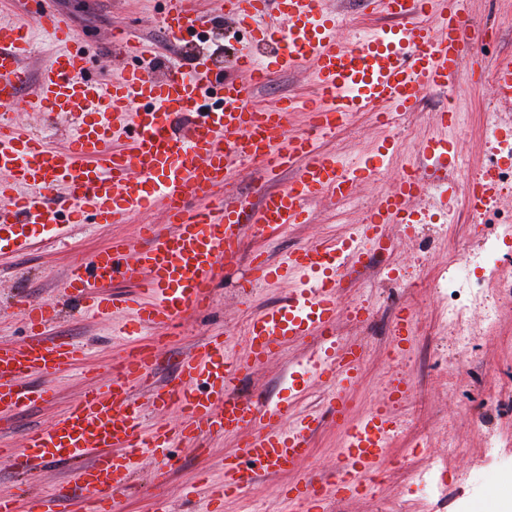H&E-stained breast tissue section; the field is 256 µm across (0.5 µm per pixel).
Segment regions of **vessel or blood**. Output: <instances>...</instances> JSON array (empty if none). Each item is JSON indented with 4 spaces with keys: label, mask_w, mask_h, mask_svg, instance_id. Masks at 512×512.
<instances>
[{
    "label": "vessel or blood",
    "mask_w": 512,
    "mask_h": 512,
    "mask_svg": "<svg viewBox=\"0 0 512 512\" xmlns=\"http://www.w3.org/2000/svg\"><path fill=\"white\" fill-rule=\"evenodd\" d=\"M393 22L389 30L347 46L336 37L340 15L328 0H223L232 29L247 27V45L238 49L235 76L213 82L210 58L195 66L169 64L155 71L153 48L123 32L118 49L133 59L119 79L89 78L93 58L78 45L69 21L48 9L10 21L0 20V231L8 225L117 224L134 212L163 206L167 221L141 228V245L121 242L72 264L67 278L69 302L108 315L120 307L131 314L130 345L106 384H92L78 401L47 427L26 435L17 448H0L18 474L64 462L74 465V486H58L33 495L27 512H59L72 489L86 492L92 512H114L117 499L131 487L142 457L164 454L174 442H198L215 435L240 438L241 447L224 457V477L214 484L204 512H223L225 498L238 495L261 477L293 474L283 491L295 512H325L330 500H343L366 488L385 460L400 423L394 408L410 390L404 375L393 376L383 398L359 419H351L341 391L355 383L363 353L359 345L337 346L335 322L339 290L346 277L365 268L369 256L389 250L392 224L426 223L410 204L427 191L431 172L441 169L448 142L431 138L422 148L425 165L411 167L393 188L380 194L354 235L332 245H304L269 260L252 257L251 284L271 286L291 279L299 286L281 306L263 309L247 323L245 359L228 355L223 336L208 337L201 349L183 356L178 374L146 400L134 395L157 366L167 335L189 312L208 307L217 270L240 261L246 206L226 200L200 207V200L223 189L233 161H253L266 175H294L286 187L261 190L254 218L259 235L274 237L285 225L304 224L308 206L328 194L349 199L370 181L377 164L396 146L383 139L353 168L319 146L353 112L373 113L385 126L397 125L414 110L423 90L444 91L473 60L483 34L466 21L467 0H373ZM161 23L169 45L182 47L208 26L196 0H164ZM41 29L58 47L48 67L31 75L25 61L33 29ZM312 64L318 98L282 99L257 105L251 92L282 68ZM37 80L35 105L42 112L75 118L68 144L58 149L11 122L20 91ZM499 99L512 102V55L499 56L492 68ZM309 115L307 134H288L289 112ZM129 131L128 143L110 142ZM502 192L485 174L473 176L464 191L440 196L446 210L463 204L481 223ZM121 279L138 286L137 295L114 300L107 287ZM28 338L0 344V414L48 400L49 388H34L30 374L53 375L77 364L82 352L65 341L46 339L43 331L58 316L55 302H20ZM144 328L156 329L150 340ZM317 334L320 353L309 365L288 373L287 396L273 400L239 395L245 370L265 365L281 347ZM411 319L400 309L392 321L391 346L404 357ZM333 394L326 412L296 415L297 403L311 379ZM176 409L174 425L144 426L146 409ZM331 415L344 430L341 460L334 480L314 479L301 466L310 441Z\"/></svg>",
    "instance_id": "obj_1"
}]
</instances>
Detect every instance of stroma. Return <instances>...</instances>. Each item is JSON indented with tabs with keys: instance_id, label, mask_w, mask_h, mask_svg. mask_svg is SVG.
<instances>
[{
	"instance_id": "obj_1",
	"label": "stroma",
	"mask_w": 512,
	"mask_h": 512,
	"mask_svg": "<svg viewBox=\"0 0 512 512\" xmlns=\"http://www.w3.org/2000/svg\"><path fill=\"white\" fill-rule=\"evenodd\" d=\"M46 6L66 15L82 43L95 58L94 76L108 80L128 66L125 58L112 54L111 36L118 28L127 29L143 40L163 44L161 26L162 0H44ZM199 8L210 17L209 36L192 41L178 56L162 53L163 62L179 59L192 65L196 55L209 51L214 55V71L225 77L226 56L221 0H199ZM341 13L350 24L337 32L339 39L354 41L365 32L388 25V18L375 12L368 0H340ZM468 23L481 29L492 28L496 39L483 45L479 54L485 65L495 58L512 54V0H470ZM36 88L28 86L12 114L13 119L32 131L65 148L71 121L66 117H48L34 107ZM317 85L310 68L279 72L271 81L252 91L255 104L264 105L283 97L306 99L315 96ZM453 105L456 123L440 129L435 112ZM398 142L397 152L384 161L376 177L357 187L351 203L340 205L324 196L309 205L310 221L284 228L273 243H265L253 225L245 227V249L266 246L270 258L305 244H315L331 237L352 233L362 224L368 210L381 193L391 189L402 172L420 162L421 147L431 137L442 134L450 141L469 170L489 165L512 168V104L497 101L488 81L472 83L462 76L459 85L432 93L423 99L394 131H386L371 113H352L335 134L323 138L322 149L334 152L345 162H353L370 152L386 134ZM289 173L266 179L261 165L234 162L230 168L229 196L256 205L257 190L267 184L283 187ZM512 220V189L483 218L472 223L468 213L456 209L454 223L442 231L430 227L409 228L393 224L388 228L390 251L372 257L367 268L346 280L340 293L342 309L336 319L338 343L355 342L364 351L363 366L357 382L346 391L349 415L360 418L380 399L384 381L394 367L386 355L391 339L390 322L400 307L413 315V343L399 367L413 376L408 400L397 410L403 431L389 452L390 463L384 476L359 497L340 500L332 512H428L422 490L412 482L413 472L433 468L448 488L444 512H512L500 506L501 499L512 502V295H502V283H512V236L498 244L500 258L492 277L485 283L488 302L497 308L493 327H486L481 308H471L461 323L446 321L443 300L431 284L448 266L453 250L476 249L482 238L495 234L500 223ZM165 221L162 208L132 214L122 224H65L61 228L37 230L27 245L0 252V343L18 344L26 337L16 302L57 300L62 302L59 319L47 330L48 337L81 348L85 357L70 369L52 376L29 377L32 386H47L52 398L25 409L5 414L0 419V441L19 447L31 430L46 427L61 412L76 402L92 382L107 381L112 368L124 354L127 338L124 330L130 321L126 310H113L99 316L64 303L68 269L74 259L122 241L138 247L139 229L144 224ZM249 270L248 259H241L230 270H220L211 310L207 315H189L182 319L176 335L166 348L148 384L158 387L171 381L181 357L196 349L205 338L224 335L236 354H243L241 329L250 316L275 303L288 300V284L262 287L251 297L242 298ZM415 279L417 291L404 288L403 282ZM364 302L374 308L373 316L362 322L351 321L346 311L354 303ZM473 333L472 347L457 350L454 336ZM321 340L309 336L285 344L262 367L249 370L240 393H261L274 398L285 388L283 377L288 369L317 352ZM496 435L499 447L486 445L488 435ZM344 431L331 421H324L313 435L311 456L306 472L314 477L336 473ZM204 451L191 443H179L174 449L175 464L165 468L162 460L142 461L133 485L117 504V512H156L159 499H166L172 512H200L206 489V477L220 478L226 454L237 448L233 436H214L204 442ZM73 481L70 465L53 463L41 468L30 480L18 476L7 461L0 459V494L15 497L19 512H24L28 497ZM285 481L267 478L254 488L224 502V512H290L280 489Z\"/></svg>"
}]
</instances>
